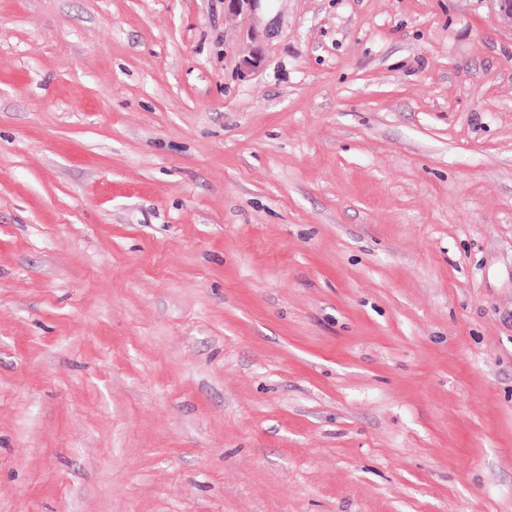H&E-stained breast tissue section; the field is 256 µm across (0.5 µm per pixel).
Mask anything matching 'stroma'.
Masks as SVG:
<instances>
[{"mask_svg":"<svg viewBox=\"0 0 512 512\" xmlns=\"http://www.w3.org/2000/svg\"><path fill=\"white\" fill-rule=\"evenodd\" d=\"M0 512H512L496 0H0Z\"/></svg>","mask_w":512,"mask_h":512,"instance_id":"1","label":"stroma"}]
</instances>
